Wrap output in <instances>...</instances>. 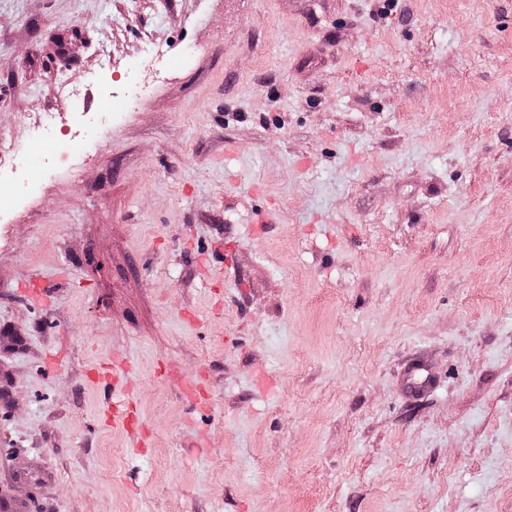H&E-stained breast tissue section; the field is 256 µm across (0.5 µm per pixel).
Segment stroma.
<instances>
[{
  "instance_id": "1",
  "label": "stroma",
  "mask_w": 512,
  "mask_h": 512,
  "mask_svg": "<svg viewBox=\"0 0 512 512\" xmlns=\"http://www.w3.org/2000/svg\"><path fill=\"white\" fill-rule=\"evenodd\" d=\"M133 78L0 222V512H512V0H0L1 139ZM127 371V364L122 359H116L112 367L105 368L98 374V382L106 389L112 388V420L122 422L125 426L136 422L132 403L123 396L117 395V390L123 384L121 378ZM206 379L204 375L197 377L196 381L191 385L189 394V408L194 414L200 416L208 415L210 412L209 398L205 394Z\"/></svg>"
}]
</instances>
